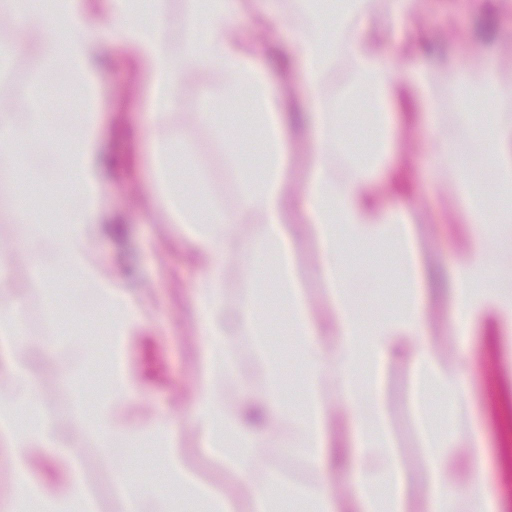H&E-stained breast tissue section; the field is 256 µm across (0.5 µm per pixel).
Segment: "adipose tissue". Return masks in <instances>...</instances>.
<instances>
[{"label":"adipose tissue","instance_id":"obj_1","mask_svg":"<svg viewBox=\"0 0 512 512\" xmlns=\"http://www.w3.org/2000/svg\"><path fill=\"white\" fill-rule=\"evenodd\" d=\"M188 2L198 5L200 24L178 49L166 36L161 0H55L50 12L43 0H25L16 15L15 40L0 42L1 58L28 51L46 70L60 66L73 71L90 101L88 109L70 113L58 128L68 171L78 183L80 207L67 209L49 235L25 209L9 212L8 219L19 225L29 252L52 248L80 284L99 289L101 308L119 313L113 329L117 347L112 385L91 413L93 435L106 446L159 441L168 450V474H183L176 452L179 434L168 420L159 416L134 423L128 418L138 396V381L129 369L124 347L142 325V308L128 297L121 282L100 278V261L88 249L105 220L101 146L106 128L96 103L102 57L99 30L108 22L113 42L127 52L130 64L147 71L153 130L167 126L179 106L183 83L191 75L205 73L217 77L216 87L207 92L208 100H246L251 117L261 127L257 140L244 141L230 135L223 113L196 116L223 145L226 157L234 160L244 155L250 160L233 211L211 198L206 178L183 185L170 177L173 157L190 151L182 136L157 137L151 145L152 197L209 265V276L196 298L203 368L187 423L204 438L207 448L223 456L226 467L237 472L253 512H268L271 502L285 503L297 495L287 484H256L251 479L253 450L261 435H272V423L288 419L291 433L286 448L312 466L324 467L330 438L320 390L328 382L335 385L348 412L353 429L348 453L359 468L347 504H340L330 489L319 491L321 512H408L410 479L391 451L382 390L385 369L402 350L411 359L417 380L412 405L427 461L424 512H459L464 499L473 503L476 512H499L497 497L479 478L486 444L479 436L465 437L460 432L471 412L467 375L459 362L439 364L419 341L428 330L427 277L414 229L405 212L381 208L371 194L374 179L386 169L395 150L390 108L403 88L373 35L369 0H347L334 26L325 15L310 9L307 0H294V54L302 68L305 101L301 112L283 111L268 72L255 64V55L265 47L253 40L249 30L236 27L239 0ZM342 61L348 68L346 88L336 98H327L325 86ZM448 88L469 105L486 98L496 103L489 119L479 124L474 123L469 107L458 114L459 122L470 127L496 180L495 208H487L469 189L453 141L441 138L435 152L441 183L454 192L467 221L478 229L452 283L450 328L454 335L465 336L476 322L489 317L512 325V76L475 54L463 65L449 64ZM44 119L39 109L19 114L0 101V146L31 145ZM295 124L306 128L312 145L302 209L318 248L314 275L330 292L331 318L325 324L311 315L304 300L296 277L295 244L288 231V135ZM333 151L348 160V180H338L331 171L327 156ZM243 224L253 227L246 241L239 236ZM385 241L392 242V257L400 268L401 307L379 310L370 319L358 306L363 291L352 287L351 280L364 274L367 250ZM225 264L243 266L255 286L275 276L280 291L288 296L292 329L307 368L306 402L298 411H288L282 401L284 372L278 365L270 366L262 393L247 395V403L257 408L265 424L261 433L250 428L242 410L227 407L219 383L237 373L231 333L245 332L260 349L271 336L273 323L255 299L233 311L225 307L219 277ZM17 317V308L0 303V351L13 361L9 378L0 379V438L8 443L17 465L16 493L36 501L41 512H70L76 501L85 502L86 512H95L78 473L69 472L56 488L29 475L30 456L56 446L59 432L47 422L25 430L15 425L20 411L36 413L38 388L37 379L21 365L33 343L22 337ZM462 445L472 462L471 474L463 481L452 476L453 450ZM115 482L126 512H169L167 483L144 490L130 482L123 470L116 473Z\"/></svg>","mask_w":512,"mask_h":512}]
</instances>
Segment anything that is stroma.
I'll list each match as a JSON object with an SVG mask.
<instances>
[{"label":"stroma","mask_w":512,"mask_h":512,"mask_svg":"<svg viewBox=\"0 0 512 512\" xmlns=\"http://www.w3.org/2000/svg\"><path fill=\"white\" fill-rule=\"evenodd\" d=\"M373 10V32L398 70L427 69L441 77L438 114L422 111L408 93L398 97L393 109L398 137L392 165L409 171L411 186L403 191L399 186L386 185L380 193L387 205L410 212L425 266L433 272L451 273L474 228L464 220L448 191L432 183L436 135L455 142L472 181L481 179L484 163L482 155L470 147V132L457 120L459 104L443 75L449 62L463 63L473 53L483 54L512 73V6L503 5L492 15L475 8L472 0H414L407 21L388 19L383 0H375ZM292 12L291 0H275L262 19L252 13L249 0H244L240 23L258 41L271 42L272 56L285 57L292 52L295 38ZM100 39L110 59L98 74V109L112 121V133L104 149L121 163L116 172L106 176L102 196L106 210L122 213L125 222L120 232L101 235L93 248L103 259V275L119 276L126 293L146 304L144 326L127 346V360L139 384V399L131 410V419L143 420L166 412L182 421L201 365L202 338L194 296L203 279V268L177 226L170 224L162 211L150 208L151 132L143 81L113 45L110 27L102 28ZM35 87L40 90L45 113L77 112L88 105L80 82L56 83L53 74L35 57L19 55L0 63V94L13 99L15 111L28 110ZM202 87L199 81L186 83L180 108L171 118V131L187 137L191 152L189 161L176 163L172 174L185 183L206 177L212 197L230 210L237 204L238 167L226 160L209 130L195 122L196 113L204 109ZM290 145L293 163L288 171V223L297 241L300 285L320 318L327 311V293L312 276L316 247L301 211L309 159L306 134L291 131ZM40 263L42 278L25 281L16 292L20 328L40 347L39 357L29 359L28 366L40 378L36 399L41 413L60 427L62 440L75 448L77 455L62 457L48 450L34 462L32 475L53 484L69 469L79 468L97 512H124V499L114 481L116 470L128 469L139 485L150 487L165 472V454L151 445L135 450L120 446L105 450L99 446L87 415L108 384L99 365L112 359V336L104 329L102 315L71 304L72 283L57 268L53 251H44ZM428 307L426 341L439 361L447 362L461 347L472 352V429L488 445L482 478L499 497L501 512H512V328L478 323L469 335L452 336L448 330L450 303L439 286L429 298ZM234 342L239 376L222 387L227 405L237 404L245 391L264 389L267 359L271 356L281 363L291 393L299 392L300 365L290 328L282 329L267 357L254 349L250 337L238 336ZM383 387L394 453L417 485L410 512H423L420 487L424 483L425 458L410 403L414 375L407 358L392 361ZM289 431L288 422H281L275 436L257 449L253 468L257 482L275 477L300 488L302 495L292 504L291 512H317L313 493L327 484L335 493L347 496L356 477L355 465L314 468L282 448ZM179 452L185 471L203 494L175 497L176 512H200L210 499L224 496L238 498L240 512H246L247 502L238 497L237 474L225 468L223 459L207 452L195 431H183Z\"/></svg>","instance_id":"1"}]
</instances>
